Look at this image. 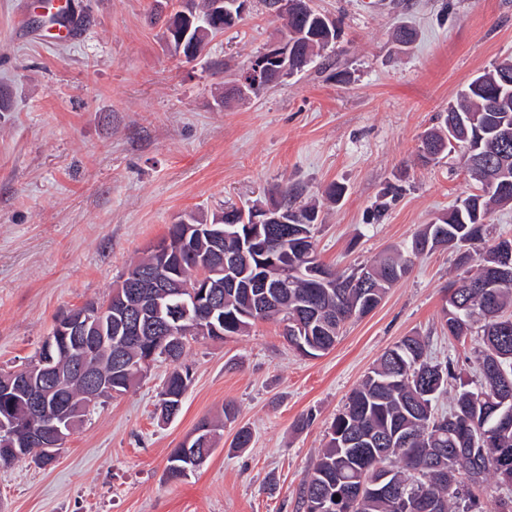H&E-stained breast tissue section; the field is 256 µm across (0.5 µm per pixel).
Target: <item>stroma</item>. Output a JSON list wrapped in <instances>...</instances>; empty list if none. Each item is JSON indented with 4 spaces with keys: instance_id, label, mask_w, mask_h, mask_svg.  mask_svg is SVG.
<instances>
[{
    "instance_id": "1",
    "label": "stroma",
    "mask_w": 512,
    "mask_h": 512,
    "mask_svg": "<svg viewBox=\"0 0 512 512\" xmlns=\"http://www.w3.org/2000/svg\"><path fill=\"white\" fill-rule=\"evenodd\" d=\"M34 0H0V367L33 360L57 315L106 300L143 250L187 213L265 206L283 187L321 206L320 260L348 272L401 247L476 184L457 155L432 167L419 137L484 69L512 57V0H313L340 35L321 62L246 101L222 102L226 69L265 51L282 27L262 0L186 63L161 39L153 0H72L82 23L47 41ZM26 24H19V15ZM412 43L393 41L395 26ZM347 188L337 203L324 191ZM399 193L371 218L387 185ZM455 250L415 259L335 347L291 350L280 324L191 341L180 415L154 413L169 369L151 365L130 392L92 404L52 464L0 468V512H298V491L348 396L402 337L454 360L449 394L475 380L480 331L443 328ZM206 462L178 481L167 460L225 402ZM253 441L236 448L240 428Z\"/></svg>"
}]
</instances>
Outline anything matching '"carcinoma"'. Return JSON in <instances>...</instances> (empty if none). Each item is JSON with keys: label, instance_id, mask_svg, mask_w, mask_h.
I'll return each mask as SVG.
<instances>
[{"label": "carcinoma", "instance_id": "obj_1", "mask_svg": "<svg viewBox=\"0 0 512 512\" xmlns=\"http://www.w3.org/2000/svg\"><path fill=\"white\" fill-rule=\"evenodd\" d=\"M181 2V9L167 20L164 35L171 50L191 62L213 38L233 27L239 13L235 0H224L221 17L215 15L213 0ZM278 17L285 20L288 75L306 70L320 50L338 37L336 20L312 8L305 12L288 10ZM506 73L512 76V60L484 71L448 103L438 124L421 137L419 159L423 164L434 165L438 155L456 149L466 165L479 156L485 163L512 173V137H503V131L512 128V94L501 93V76ZM450 131L454 145L448 142ZM301 195L298 187L286 186L277 203L284 218L292 223L288 227V264L297 266L316 262L314 228L323 223L319 206L299 203ZM509 203L512 192L490 194L480 189L470 193L453 209L423 225L410 247L390 250L367 267L371 278L368 287L327 288L296 277L283 299L275 300L288 309L284 316L291 319L299 315L312 321L310 333L284 336L288 347L320 356L334 346L346 323L345 313L353 310L355 317L365 316L361 309L374 310L387 290L409 272L412 258L438 246H449L461 250L459 264L466 270L450 285L448 307L443 311L448 335L464 339L473 323L483 322L482 346L475 356L478 380L461 386L444 413L436 410L435 401L455 379L453 361L431 357L420 336H406L383 353L332 422L329 440L300 489L302 512H313L320 495L328 490L336 494L352 491L367 469L390 474V481L411 499L412 512H499V498L494 493L505 478L512 479V425L506 427L501 422L504 416L512 418V400L491 404L486 397L495 389L503 399L512 397V286L499 287L492 278L498 267L499 247L512 244V239L488 243L487 221L494 207ZM160 243L171 249L187 274L193 272L192 255L210 250L204 237L183 239L176 224L168 227ZM159 266L160 257L148 250L127 274ZM216 291L224 299V336L245 332L256 319H271L268 314H259L271 302L252 301L257 314L243 318L240 310L248 299L222 284ZM154 346L158 343L153 336L129 345L126 370L116 367L104 349L91 357L86 367L110 378L112 388L121 396L150 366L146 359ZM189 381V373L183 369L168 374L159 393L160 420L180 414ZM26 405L23 394L0 393V416L10 415L21 425L26 419ZM412 448L441 452L442 466L418 468L410 455ZM352 512L397 510L394 499L378 491L361 497Z\"/></svg>", "mask_w": 512, "mask_h": 512}]
</instances>
